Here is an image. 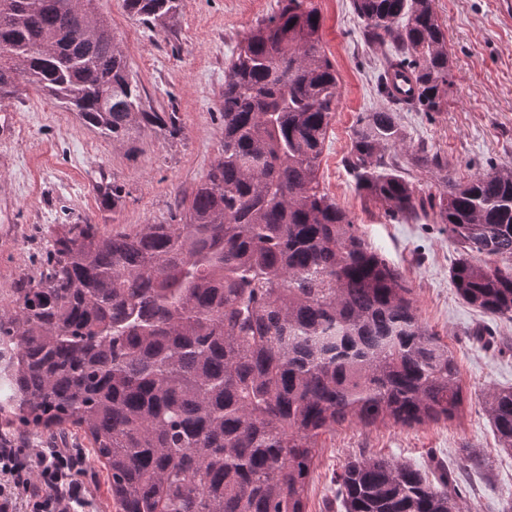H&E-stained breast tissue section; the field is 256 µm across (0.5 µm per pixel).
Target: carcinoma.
Returning <instances> with one entry per match:
<instances>
[{
    "label": "carcinoma",
    "instance_id": "1",
    "mask_svg": "<svg viewBox=\"0 0 512 512\" xmlns=\"http://www.w3.org/2000/svg\"><path fill=\"white\" fill-rule=\"evenodd\" d=\"M62 0H0V103L24 85L105 139L169 136L178 113L145 104L111 23L74 36ZM182 0H123L146 24ZM364 44L388 46L418 112L453 84L433 0H354ZM314 0H279L224 74V138L181 224H59L41 270L0 307V413L28 432H84L118 512H307L317 439L345 422L451 420L463 404L455 356L422 325L412 289L320 188L338 103ZM405 134L388 111L361 116L346 164L391 216L432 217L462 248L456 293L512 320V163L424 195L399 174ZM100 202L120 190L97 182ZM485 408L512 454V387ZM340 512H461L454 479L363 454L336 473Z\"/></svg>",
    "mask_w": 512,
    "mask_h": 512
}]
</instances>
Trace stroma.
<instances>
[{
  "label": "stroma",
  "mask_w": 512,
  "mask_h": 512,
  "mask_svg": "<svg viewBox=\"0 0 512 512\" xmlns=\"http://www.w3.org/2000/svg\"><path fill=\"white\" fill-rule=\"evenodd\" d=\"M278 0H182L165 23L130 17L122 0H96L128 56L144 101L175 111L181 133L145 130L109 141L59 104L27 87L0 105L13 126L0 124V298L14 279L35 274L41 239L56 224H174L178 201L205 178L224 136V70L236 45ZM322 44L336 69L338 104L324 144L321 188L354 220L357 233L413 290L421 322L453 351L464 402L452 420L413 428L391 422L346 423L322 435L307 492V512H328L334 477L359 451L413 465L436 477L457 471L465 512H502L512 501V457L500 452L485 396L512 387V321L465 303L449 273L462 254L444 225L405 224L366 199L346 167L353 132L367 112H393L410 147L425 145L465 181L490 166L512 162V6L504 0H434L448 33L454 84L440 112H414L378 91L387 48H366L352 0H314ZM122 190L117 209L102 207L99 179ZM79 480L91 497L80 512H116L106 471L87 458Z\"/></svg>",
  "instance_id": "obj_1"
}]
</instances>
